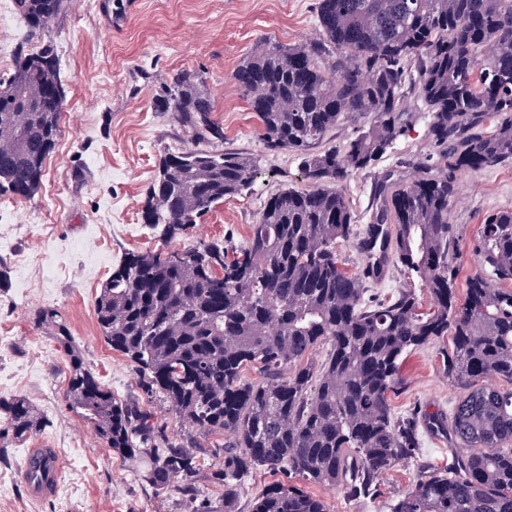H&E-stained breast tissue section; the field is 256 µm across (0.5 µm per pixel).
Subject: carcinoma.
I'll return each instance as SVG.
<instances>
[{"label":"carcinoma","instance_id":"cac0c4a2","mask_svg":"<svg viewBox=\"0 0 512 512\" xmlns=\"http://www.w3.org/2000/svg\"><path fill=\"white\" fill-rule=\"evenodd\" d=\"M63 2L17 0L34 37ZM317 24L318 38L263 41L231 74L244 89L270 88L250 98L259 138L270 150L309 152L305 174L315 185L272 195L241 246L215 238L126 254L95 301L100 333L147 394L191 430L225 436L208 475L224 488V512H238L243 479L259 469L285 477L253 499L251 512H327L305 484L339 485L351 498L375 493L382 474L421 451L417 414L397 416L390 404L402 365L450 336L448 379L467 387L448 416L452 462L424 471L391 512H512V209L481 224L473 247L481 270L468 278L462 305L449 221L461 173L512 160V0H319ZM412 97L431 111L432 160L418 163L421 176L410 183L392 171L374 176L363 226L347 183L403 135ZM63 101L53 49L20 51L0 82V193H38ZM154 110L194 143L165 153L144 199L143 223L165 240L239 195L257 169L224 150L202 75L178 74L154 96ZM355 115L369 117L368 130L342 150L312 152ZM341 242L365 256L362 272L346 269ZM391 265L408 282L389 296L372 293ZM35 322L52 325L67 356L69 407L111 452L146 461L145 482L196 499L200 465L188 441L159 429L139 403L117 400L56 310H39ZM325 345L327 358L309 361ZM0 411V439L20 441L44 426L23 397L0 399Z\"/></svg>","mask_w":512,"mask_h":512}]
</instances>
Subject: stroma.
I'll list each match as a JSON object with an SVG mask.
<instances>
[{"label":"stroma","mask_w":512,"mask_h":512,"mask_svg":"<svg viewBox=\"0 0 512 512\" xmlns=\"http://www.w3.org/2000/svg\"><path fill=\"white\" fill-rule=\"evenodd\" d=\"M319 0H65L47 38H28L14 0L0 9V47L40 50L51 43L58 57L65 100L60 135L46 160L39 192L30 199L0 194V397L26 398L45 427L21 441L0 445V512H182L179 494L141 480L135 465L106 448L69 409L67 358L52 329L36 325L43 307L58 311L87 365L115 397L137 400L167 434L186 425L158 396H148L132 365L108 346L95 316V299L113 266L131 252L185 250L221 238L244 244L270 195L306 189L304 154L265 149L250 94L231 73L263 40L283 46L316 38ZM200 73L224 128V148L250 155L259 173L235 198L212 208L186 234L161 241L141 220L145 193L165 151L188 149L191 139L152 100L179 73ZM415 118L375 164L409 182L432 152L430 112L414 101ZM512 208V162L460 177L450 213L457 241L458 302L479 259L478 228L497 210ZM447 339L411 353L404 384L392 394L396 415L420 412L421 463L403 462L378 480L370 498L353 499L341 488L309 485L328 512H389L391 501L420 475V464L446 467L452 442L437 420L447 418L463 390L449 381L441 352ZM54 449L64 462L56 493L30 498L19 479L28 449Z\"/></svg>","instance_id":"obj_1"}]
</instances>
